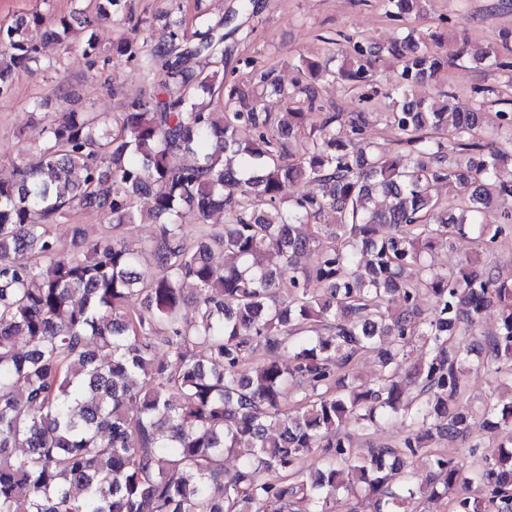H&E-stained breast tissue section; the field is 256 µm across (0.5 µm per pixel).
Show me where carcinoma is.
<instances>
[{"mask_svg":"<svg viewBox=\"0 0 512 512\" xmlns=\"http://www.w3.org/2000/svg\"><path fill=\"white\" fill-rule=\"evenodd\" d=\"M93 2L96 18L128 20L127 0ZM425 2L384 0L396 20ZM253 5L239 0L238 11L193 31L175 16L151 43L129 36L106 50L84 18L89 69L118 56L162 68L166 81L125 100L116 133L109 112L49 120L41 144L20 149L0 177V512H329L342 492L372 498L375 512H408L458 488L454 512H512V440L468 471L433 449L464 436L476 416L492 436L512 429V279L471 258L448 272L432 262L444 238L512 239V207L498 224L480 221L512 199V153L475 140L490 123L512 127V113L491 120L450 95L416 97L442 57L406 37L391 49L401 80L386 116L403 151L364 137L367 112L344 138L339 112L317 124L309 112L276 118L266 95L288 105L295 92L273 72L253 73L251 86L224 77V24ZM72 37L65 16L1 24L0 96L19 72L56 69L43 49ZM379 54L357 46L336 70L307 68L359 85ZM241 125L256 137L241 141ZM299 137L302 153L285 162L281 141ZM299 181L311 190L291 194ZM439 183L455 193L454 208L434 196ZM143 196L158 230L137 247L125 230ZM79 210L103 214L112 235L76 255L51 227ZM216 212L224 230L189 243L186 221ZM311 251L320 260L307 268ZM419 301L433 304L429 317H415ZM491 306L498 327L474 363L457 337L476 336ZM415 338L425 355L401 376ZM367 354L382 374L359 383L352 370ZM471 369L503 374L508 399L460 404ZM408 384L416 395L405 403ZM393 419L405 428L400 448L354 453L350 431L369 435ZM317 448L308 476L302 462ZM226 452L239 460L230 475ZM419 457L424 473L394 489L391 474ZM261 470L279 480H259Z\"/></svg>","mask_w":512,"mask_h":512,"instance_id":"cac0c4a2","label":"carcinoma"}]
</instances>
